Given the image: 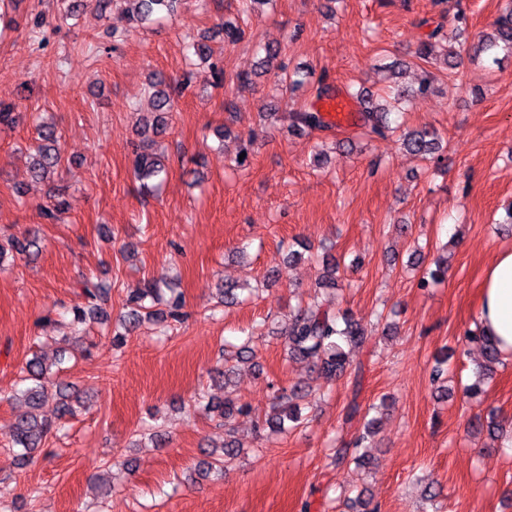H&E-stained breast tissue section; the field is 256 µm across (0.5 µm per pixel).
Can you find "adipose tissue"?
<instances>
[{
    "instance_id": "obj_1",
    "label": "adipose tissue",
    "mask_w": 512,
    "mask_h": 512,
    "mask_svg": "<svg viewBox=\"0 0 512 512\" xmlns=\"http://www.w3.org/2000/svg\"><path fill=\"white\" fill-rule=\"evenodd\" d=\"M477 321L503 354L512 355V249L497 253L486 270Z\"/></svg>"
}]
</instances>
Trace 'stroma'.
<instances>
[{"label":"stroma","mask_w":512,"mask_h":512,"mask_svg":"<svg viewBox=\"0 0 512 512\" xmlns=\"http://www.w3.org/2000/svg\"><path fill=\"white\" fill-rule=\"evenodd\" d=\"M507 0H187L160 26L130 24L97 0H77L75 25L57 16V0H14L0 16V103L19 121L0 126V237H39L38 256H16L0 269V433L17 410L8 396L32 355L70 356L61 385L88 397L89 412L65 420L48 452L24 467L0 447V512H344L345 498L366 492L380 512H425L420 490L439 491L441 512H512V358L497 367L473 399L462 395L482 361L463 339L476 319L483 272L512 247L503 206L512 201V58L501 65L463 61L436 70L427 95L404 114L442 139L441 160L420 159L395 140L362 136L358 125L297 130L291 111L311 102L310 88L289 93L276 70L238 88L267 44L289 67L329 75L336 91L383 88L378 68L411 60L436 27L453 28L465 5L467 42H476ZM224 22L247 36L211 41L224 66L216 83L187 47ZM189 86L157 142L167 173L141 190L129 157L141 120L153 106L152 73ZM58 127L65 161L58 178L67 208L47 223L39 207L49 186L32 181L25 154L34 119ZM353 152L336 149L344 139ZM248 150L245 167L235 159ZM310 242L311 258L285 261L289 244ZM347 262L341 291L326 293L348 310L368 338L351 348L364 369L360 394L349 379L329 384L304 360L286 358L269 335L297 299H310L323 250ZM424 262L448 256L445 280L418 285ZM276 281L244 303L215 304L219 283ZM178 276L187 318L182 327L147 324L112 345V319L131 291L150 279ZM112 285L110 323L93 324L84 340L63 345L72 310L83 305L79 282ZM259 333L258 370L241 369L236 390L252 406L235 419L241 446L224 475L199 477L208 441L224 430L194 405L216 394L220 348L245 330ZM452 355L448 396L430 380L442 350ZM304 379L311 394L301 428L262 438L254 424L273 385ZM362 405L388 397V414L371 463L329 466L330 449L347 446L361 421H345L351 396ZM495 414L506 437L471 435L474 415ZM154 445L135 440L145 423Z\"/></svg>","instance_id":"35a3bbf8"}]
</instances>
